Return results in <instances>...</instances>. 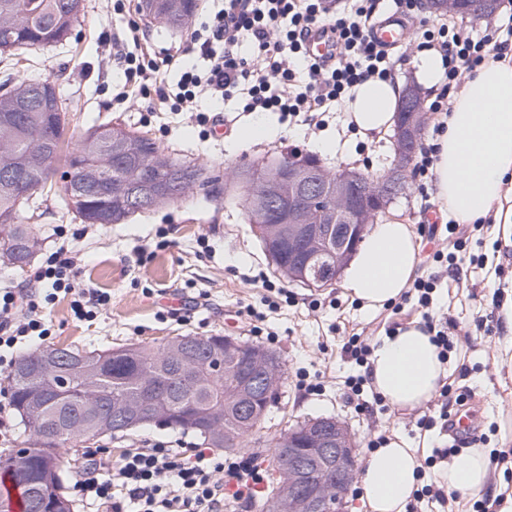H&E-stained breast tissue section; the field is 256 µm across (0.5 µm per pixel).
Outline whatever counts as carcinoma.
<instances>
[{
    "label": "carcinoma",
    "mask_w": 512,
    "mask_h": 512,
    "mask_svg": "<svg viewBox=\"0 0 512 512\" xmlns=\"http://www.w3.org/2000/svg\"><path fill=\"white\" fill-rule=\"evenodd\" d=\"M199 0H160L154 21L176 28L187 25L197 13ZM82 0H0V57L20 56L66 42L80 24ZM69 110L59 86L50 79L0 83V165L15 168L31 177L41 171L53 179L55 164L64 160L60 178L81 176L83 167L96 169L100 175H112V185L88 189L79 194L64 193L62 201L68 211L88 224H121L137 212L126 206L130 185L146 177L158 176L166 168L164 179L151 186L150 204L143 211L184 204L195 190H205L216 183L196 164L161 153L146 134L120 124H99L87 128L74 145H69ZM229 184L252 198L245 208L276 270L282 277L296 282L308 276L333 272L335 261L321 253L303 268L288 262V231L267 220L259 201L255 172L247 169L235 174ZM20 199L18 186L0 177V264L22 269L40 250V239L29 221L32 215ZM182 340L176 336L154 348L127 344L107 349L65 350L98 355L95 386L103 394V404L84 406L77 383L66 370L48 362L43 351L22 355L8 376L11 406L17 412L30 446L19 449L27 454L25 468L18 470L13 457L0 455V472H7L23 492V512H39L41 499L56 498L65 504L59 512H75L74 501L63 491V475L70 471L68 461L48 468L55 447L52 436L57 429L67 432L63 444H75L101 430V419L110 408L122 403L143 400L156 408L154 421L162 426L189 431L210 448L234 449L252 437L256 429L238 415L235 382L247 371L252 345L241 342L238 352L224 364V374L213 377L204 368L178 376L173 358L166 351ZM68 387L60 388L63 380Z\"/></svg>",
    "instance_id": "1"
}]
</instances>
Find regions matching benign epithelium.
Listing matches in <instances>:
<instances>
[{"label":"benign epithelium","mask_w":512,"mask_h":512,"mask_svg":"<svg viewBox=\"0 0 512 512\" xmlns=\"http://www.w3.org/2000/svg\"><path fill=\"white\" fill-rule=\"evenodd\" d=\"M500 0H468L465 15L483 20L496 14ZM428 123L426 104L420 93L408 87L401 112L393 129L394 165L382 177H370L353 170L328 175L319 162L302 155L284 159L279 171L288 175V201H283L273 184L262 181L265 210L278 224H295L293 244L305 250L320 251L324 236L311 227V216L325 202L336 211V233H344V242L336 247V271H341L360 244L385 203L408 184L412 158ZM206 339L190 338L177 354L181 370L195 367L207 358L205 367L212 374L222 370V360L205 353ZM253 360L259 371L241 380L243 402L240 413L248 422L259 424L253 397H268L278 375L276 355L266 349L255 350ZM149 422L148 412L140 405L118 406L105 425L123 431ZM273 483L264 502V512H341L342 496L327 491L330 483L350 486L357 476L355 441L348 429L334 418H320L304 429L288 431V447L274 449L270 456Z\"/></svg>","instance_id":"benign-epithelium-1"}]
</instances>
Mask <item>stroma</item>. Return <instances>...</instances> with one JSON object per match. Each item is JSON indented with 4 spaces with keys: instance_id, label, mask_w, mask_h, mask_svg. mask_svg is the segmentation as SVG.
<instances>
[{
    "instance_id": "stroma-1",
    "label": "stroma",
    "mask_w": 512,
    "mask_h": 512,
    "mask_svg": "<svg viewBox=\"0 0 512 512\" xmlns=\"http://www.w3.org/2000/svg\"><path fill=\"white\" fill-rule=\"evenodd\" d=\"M140 0H83L84 16L69 42L30 55L18 56L14 65L0 62V72L15 78L57 81L67 104L74 109L71 126L83 132L91 124L108 121L147 133L166 154L192 161L208 173L221 176L255 164L268 163L295 150L319 157L330 170L352 168L369 175L388 170L394 159L391 137L374 142L362 140L345 122L341 106L329 107L319 124L293 122L278 125L270 141H241L240 127L255 120L245 111L240 97L216 105L199 99L197 109L223 113L231 128L224 135L202 132L185 112L172 108L171 95L186 64H199L192 49V33L210 11V0H199L194 20L182 28L145 23ZM419 7L408 20L410 35L401 50L392 51L393 77L401 84L416 80L413 57L428 29L448 24L482 34L484 21L445 16L418 0ZM142 23L148 34V50L168 54L175 60L163 81L147 99L129 94L124 68L117 59L132 24ZM330 138L345 143L349 156L336 159L320 155L319 145ZM417 179H410L404 194L386 208L406 223L422 224L438 211L432 193L420 192ZM34 213L32 226L41 240L38 259H45L59 244H66L77 259L80 281L106 291L112 304L92 321L77 320L71 310L72 295H59L47 311L49 344H75L104 349L117 344L157 345L174 336H208L217 332L273 349L285 364L286 373L278 398L246 450L266 457L267 446L288 428L316 417H334L353 434L359 456L368 453L370 430L385 431L409 447L444 448L448 437L439 431L421 435L416 426L423 411H437L438 400L426 407L395 410L375 401L372 386H365L363 400L369 411H357L347 398L348 377L364 374L365 368L350 358L343 345L351 336L377 345L390 328L419 320L415 301L401 309L378 311L361 308L356 299L336 282L326 288H311L285 280L275 269L258 237L248 224L237 191L216 188L197 192L184 205L163 207L135 216L122 224H85L63 209L56 194L37 195L28 203ZM479 245L468 246L448 268V276L434 293L435 320L448 321V352L454 386L466 388L479 423L475 447L490 449L493 457L506 458L495 469L484 495L497 500L501 484L512 487V366L497 354L506 343L507 330L500 313L505 299L496 278L484 265L500 266L499 277L512 276V248L496 239L494 225L476 233ZM262 276L284 288L291 302L269 310L268 290L254 284ZM180 317H173V310ZM487 318L491 331L478 329ZM163 442L170 448H191L194 435L165 426L148 424L125 435L96 439V446L120 457L125 449L143 441Z\"/></svg>"
}]
</instances>
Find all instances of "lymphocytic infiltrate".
Segmentation results:
<instances>
[{
	"label": "lymphocytic infiltrate",
	"mask_w": 512,
	"mask_h": 512,
	"mask_svg": "<svg viewBox=\"0 0 512 512\" xmlns=\"http://www.w3.org/2000/svg\"><path fill=\"white\" fill-rule=\"evenodd\" d=\"M374 0H349L335 20H328L326 0H224L193 40L208 59L205 70L185 69L178 83V99L193 106L200 97L222 98L243 94L251 112H277L294 117L339 102L355 85L373 78H388L393 64L388 53L369 36ZM325 27L336 48L331 63L308 59L304 43L310 31ZM496 28L482 37L466 29H438L427 43L444 59L449 83H456L461 68H473L490 51L500 50ZM257 49L256 63L237 54L243 35ZM127 83L147 94L170 58L147 52L123 57ZM305 68L307 81L297 84V68ZM79 269L73 257L56 251L40 266L37 281L48 292L28 288L0 293V348L28 341L43 343L50 330L41 310L57 293L73 295L77 319L93 320L110 303L107 294L77 285ZM264 480L256 455L217 459L206 449L186 451L162 443H143L126 449L119 464L109 457L87 455L76 482L87 512H224L229 502L249 501Z\"/></svg>",
	"instance_id": "1"
}]
</instances>
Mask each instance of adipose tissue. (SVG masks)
Wrapping results in <instances>:
<instances>
[{
    "label": "adipose tissue",
    "mask_w": 512,
    "mask_h": 512,
    "mask_svg": "<svg viewBox=\"0 0 512 512\" xmlns=\"http://www.w3.org/2000/svg\"><path fill=\"white\" fill-rule=\"evenodd\" d=\"M403 88L388 79L356 85L345 103L346 122L362 138L387 132ZM435 200L464 224L494 215L496 233L512 241V61L475 66L436 135ZM410 225L377 220L348 264L344 284L370 310L398 299L420 261ZM448 369L419 324L384 338L370 357L374 389L396 409L432 400ZM419 449L390 441L362 462L361 499L369 512H406L419 485ZM492 462L487 449L455 456L440 472L447 491L482 492Z\"/></svg>",
    "instance_id": "obj_1"
}]
</instances>
